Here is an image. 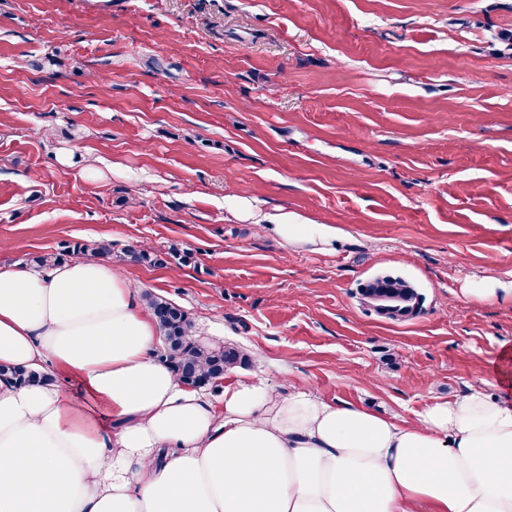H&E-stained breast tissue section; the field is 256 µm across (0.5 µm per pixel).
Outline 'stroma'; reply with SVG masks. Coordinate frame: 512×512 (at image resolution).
<instances>
[{
    "mask_svg": "<svg viewBox=\"0 0 512 512\" xmlns=\"http://www.w3.org/2000/svg\"><path fill=\"white\" fill-rule=\"evenodd\" d=\"M512 0H0V269L108 243L227 374L413 418L512 344ZM334 252L287 246L226 195ZM186 263L130 262L128 246ZM424 296L379 316L365 281ZM255 224L286 245L311 246L318 251L329 250L337 237L332 224H292L287 213L282 212L262 214ZM362 296L375 311L388 318L416 316L423 297L409 281L399 276L379 275L360 288Z\"/></svg>",
    "mask_w": 512,
    "mask_h": 512,
    "instance_id": "stroma-1",
    "label": "stroma"
}]
</instances>
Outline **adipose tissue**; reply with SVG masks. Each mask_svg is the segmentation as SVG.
Wrapping results in <instances>:
<instances>
[{
    "label": "adipose tissue",
    "mask_w": 512,
    "mask_h": 512,
    "mask_svg": "<svg viewBox=\"0 0 512 512\" xmlns=\"http://www.w3.org/2000/svg\"><path fill=\"white\" fill-rule=\"evenodd\" d=\"M329 250L331 224L256 221ZM139 287L78 258L0 270V512H512V375L414 420L262 379L183 387Z\"/></svg>",
    "instance_id": "adipose-tissue-1"
}]
</instances>
